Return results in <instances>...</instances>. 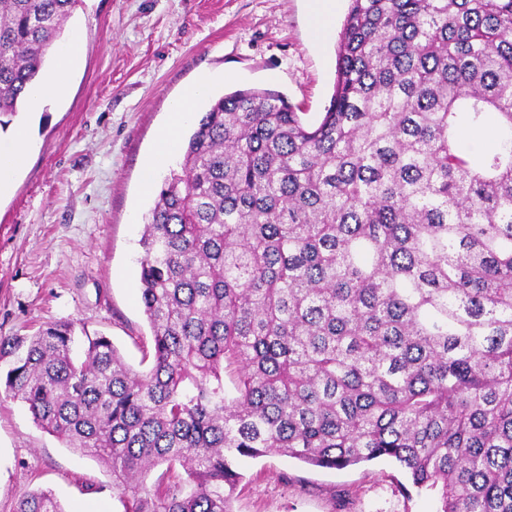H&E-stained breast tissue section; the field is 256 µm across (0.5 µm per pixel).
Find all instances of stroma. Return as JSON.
Returning <instances> with one entry per match:
<instances>
[{"label": "stroma", "instance_id": "stroma-1", "mask_svg": "<svg viewBox=\"0 0 512 512\" xmlns=\"http://www.w3.org/2000/svg\"><path fill=\"white\" fill-rule=\"evenodd\" d=\"M349 0H336L316 43L310 0H81L64 40L82 49L64 96L22 106L33 150L0 194V339L71 322L109 337L145 370L151 331L140 304L139 244L155 191L143 188L169 107L203 76L209 96L282 94L317 120L333 94ZM234 512H439L436 493L409 486L380 459L322 469L272 453L240 463ZM48 489L65 512H125L112 473L65 448L19 400L0 396V512Z\"/></svg>", "mask_w": 512, "mask_h": 512}]
</instances>
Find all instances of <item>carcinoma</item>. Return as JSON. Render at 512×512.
Listing matches in <instances>:
<instances>
[{
    "mask_svg": "<svg viewBox=\"0 0 512 512\" xmlns=\"http://www.w3.org/2000/svg\"><path fill=\"white\" fill-rule=\"evenodd\" d=\"M80 2L0 0L1 129ZM140 245L148 371L87 331L76 355L72 323L0 341V389L126 512H232L238 459L273 452L512 512V0H350L326 112L215 100ZM162 466L185 477L147 486Z\"/></svg>",
    "mask_w": 512,
    "mask_h": 512,
    "instance_id": "obj_1",
    "label": "carcinoma"
}]
</instances>
